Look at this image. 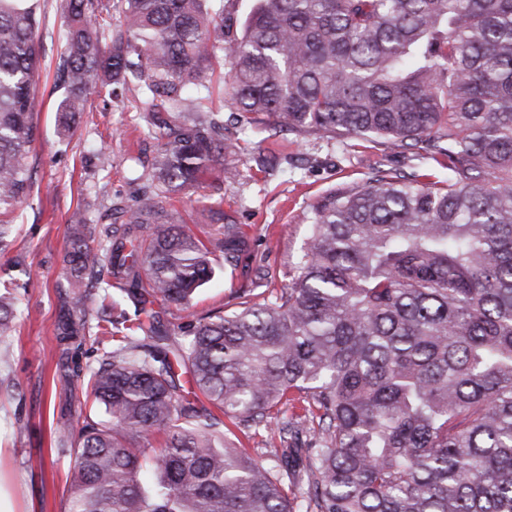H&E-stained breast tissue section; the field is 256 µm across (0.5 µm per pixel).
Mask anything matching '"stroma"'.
I'll list each match as a JSON object with an SVG mask.
<instances>
[{
	"label": "stroma",
	"mask_w": 512,
	"mask_h": 512,
	"mask_svg": "<svg viewBox=\"0 0 512 512\" xmlns=\"http://www.w3.org/2000/svg\"><path fill=\"white\" fill-rule=\"evenodd\" d=\"M36 6L41 16L36 90L42 104L28 159L36 185L18 212L13 241L0 253V272L31 283L10 345L0 348V512L66 510L71 459L58 455L53 434L68 365L55 335L62 307L55 283L67 250L65 228L74 213L95 221L104 199L126 202L144 190L142 166L156 150L127 98L110 97L98 86L88 96L90 112L72 133L62 135L57 123L62 91L54 86V74L65 2L36 0ZM223 117L224 136L236 142L237 151L207 180L223 186V208L237 218L249 242L250 269H216L192 302L198 314L234 311L239 288L253 281L272 289L285 286L306 246L312 205L331 189L364 185L374 164L448 176L447 169L424 159L356 139L277 133L262 124L240 123L228 110ZM102 150L111 153V167H99L96 156ZM261 153L278 155L280 165L258 167L255 158ZM228 167L234 172L229 180L224 177ZM207 196L190 190L166 204L186 231L203 239L210 230L201 215Z\"/></svg>",
	"instance_id": "35a3bbf8"
}]
</instances>
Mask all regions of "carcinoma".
Instances as JSON below:
<instances>
[{"label": "carcinoma", "mask_w": 512, "mask_h": 512, "mask_svg": "<svg viewBox=\"0 0 512 512\" xmlns=\"http://www.w3.org/2000/svg\"><path fill=\"white\" fill-rule=\"evenodd\" d=\"M65 2L59 123L131 87L157 144L149 189L66 228L56 335L100 351L63 376L67 512H512V0ZM39 26L0 0V247L35 186ZM221 65L240 116L423 150L448 179L372 168L312 207L280 292L194 316L248 252L221 207L204 242L163 206L235 154L202 83ZM27 287L0 278V344ZM226 419L267 431L262 456Z\"/></svg>", "instance_id": "cac0c4a2"}]
</instances>
